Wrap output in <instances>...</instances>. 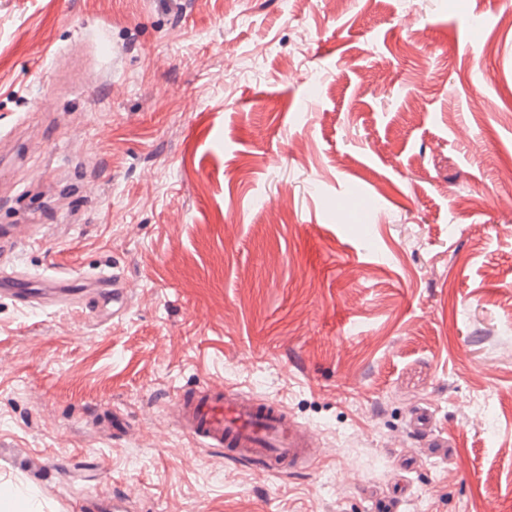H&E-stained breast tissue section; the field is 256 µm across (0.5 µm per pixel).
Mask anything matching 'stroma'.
Here are the masks:
<instances>
[{
	"mask_svg": "<svg viewBox=\"0 0 512 512\" xmlns=\"http://www.w3.org/2000/svg\"><path fill=\"white\" fill-rule=\"evenodd\" d=\"M15 224L5 271L133 297L0 296V512H78L96 465L131 512H373L400 480V512H512V0H0ZM207 380L329 455L196 447L160 394ZM3 295L23 307L77 303L93 312L96 308L100 311L111 306L112 316H117L128 308L131 291L126 277L114 271L35 277L2 270L0 296ZM432 420L431 407L423 405L413 413L409 428L423 441L427 455L445 457L448 448H452L453 444L447 436H443L433 428Z\"/></svg>",
	"mask_w": 512,
	"mask_h": 512,
	"instance_id": "35a3bbf8",
	"label": "stroma"
}]
</instances>
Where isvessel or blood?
<instances>
[{"label":"vessel or blood","instance_id":"vessel-or-blood-1","mask_svg":"<svg viewBox=\"0 0 512 512\" xmlns=\"http://www.w3.org/2000/svg\"><path fill=\"white\" fill-rule=\"evenodd\" d=\"M24 307L46 304L82 305L86 310L111 308L122 314L131 291L120 273L47 275L0 273V296ZM166 409L180 432L201 448L216 449L230 461H246L261 472L285 474L308 469L327 455L319 433L297 421L277 401L243 392L238 387L205 382L169 391ZM409 428L423 442L427 455L446 456L452 443L432 424L430 406L413 413ZM92 512H126L123 493L88 498Z\"/></svg>","mask_w":512,"mask_h":512}]
</instances>
